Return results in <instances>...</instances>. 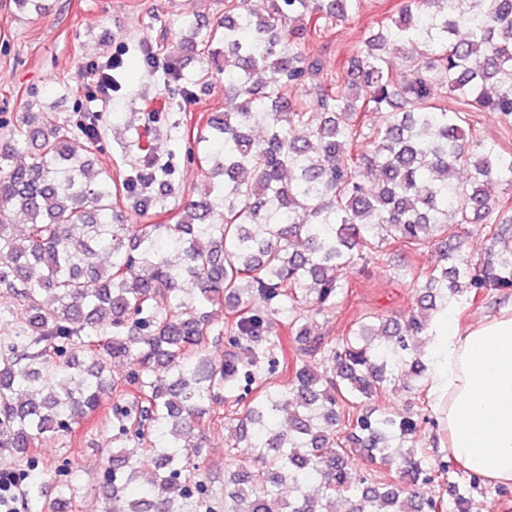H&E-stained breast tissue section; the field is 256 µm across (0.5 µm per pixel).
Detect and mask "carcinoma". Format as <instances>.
Wrapping results in <instances>:
<instances>
[{
	"label": "carcinoma",
	"mask_w": 512,
	"mask_h": 512,
	"mask_svg": "<svg viewBox=\"0 0 512 512\" xmlns=\"http://www.w3.org/2000/svg\"><path fill=\"white\" fill-rule=\"evenodd\" d=\"M224 0L206 33L187 25L206 67L224 71L234 112H211L193 141L204 180L177 201L173 224H132L163 209L152 186L172 174L152 145L114 177L96 171V112L0 120V462L17 463L35 512H71L83 487L68 467L33 475L36 449L72 436L109 399L112 465L101 512H467L454 460L433 464L415 446L422 407L363 412L362 403L425 372L415 337L433 312L512 293V159L473 135L478 112L512 120V0H400L336 83L312 39L355 15L360 0ZM155 75L171 61L145 55ZM310 84V100L293 89ZM456 96L448 110L445 95ZM382 119L366 128L367 114ZM251 125L267 136L249 135ZM30 148L29 162L14 163ZM464 167L468 176L457 177ZM131 202L118 210L112 199ZM12 213L24 217L16 232ZM484 256L465 255L469 238ZM436 249L405 321L362 313L329 346L308 313L332 312L346 274L388 262L385 245ZM261 299L262 310L252 308ZM294 337L288 384L278 380L284 336ZM224 342L216 359L214 343ZM260 343L247 360L243 342ZM115 360L129 364L111 377ZM236 410L224 496L202 478L205 423ZM365 453L373 474L352 481ZM448 480L449 499L428 492ZM55 485L48 496L46 483Z\"/></svg>",
	"instance_id": "cac0c4a2"
}]
</instances>
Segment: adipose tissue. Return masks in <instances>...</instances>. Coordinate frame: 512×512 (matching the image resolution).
<instances>
[{"label": "adipose tissue", "mask_w": 512, "mask_h": 512, "mask_svg": "<svg viewBox=\"0 0 512 512\" xmlns=\"http://www.w3.org/2000/svg\"><path fill=\"white\" fill-rule=\"evenodd\" d=\"M425 351L444 448L484 482L512 485V309L467 325L440 309Z\"/></svg>", "instance_id": "obj_1"}]
</instances>
